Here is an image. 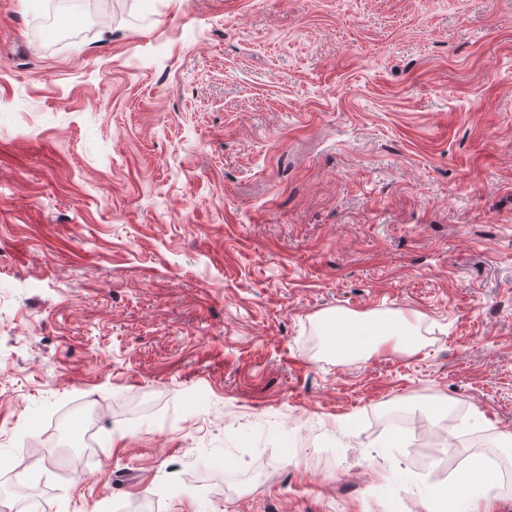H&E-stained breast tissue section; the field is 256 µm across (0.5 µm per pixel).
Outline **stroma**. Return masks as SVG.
<instances>
[{
    "instance_id": "1",
    "label": "stroma",
    "mask_w": 512,
    "mask_h": 512,
    "mask_svg": "<svg viewBox=\"0 0 512 512\" xmlns=\"http://www.w3.org/2000/svg\"><path fill=\"white\" fill-rule=\"evenodd\" d=\"M50 2L0 0V512L512 464V0ZM398 311L418 351L329 348Z\"/></svg>"
}]
</instances>
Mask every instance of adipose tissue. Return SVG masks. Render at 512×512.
I'll list each match as a JSON object with an SVG mask.
<instances>
[{
	"label": "adipose tissue",
	"mask_w": 512,
	"mask_h": 512,
	"mask_svg": "<svg viewBox=\"0 0 512 512\" xmlns=\"http://www.w3.org/2000/svg\"><path fill=\"white\" fill-rule=\"evenodd\" d=\"M325 328L331 329L330 338L337 356L351 354L369 358L382 347H391L395 352H412L417 340L405 317L382 319L376 322H348L344 318H329ZM452 498L459 512H491L489 479L480 467L470 469L465 480L459 481Z\"/></svg>",
	"instance_id": "ef3b65f1"
}]
</instances>
